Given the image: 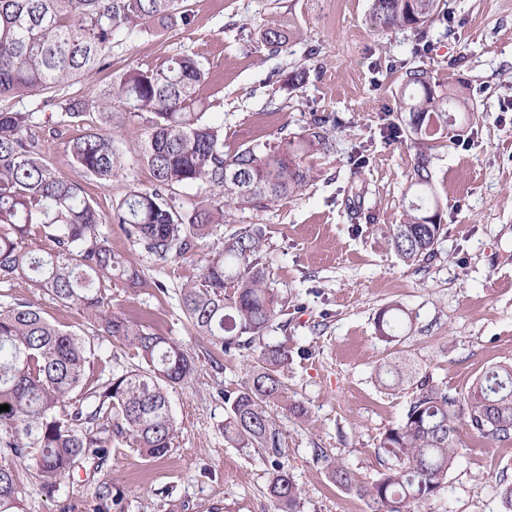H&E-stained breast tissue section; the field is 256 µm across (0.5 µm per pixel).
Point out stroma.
I'll return each mask as SVG.
<instances>
[{
	"mask_svg": "<svg viewBox=\"0 0 512 512\" xmlns=\"http://www.w3.org/2000/svg\"><path fill=\"white\" fill-rule=\"evenodd\" d=\"M448 3L447 20L430 31L425 60L436 84L463 89L470 110L433 153L445 229L435 257L424 263H405L388 242L390 226L401 221L415 151L408 140L390 142L379 133L400 94V68L414 58V39L404 30L374 29L371 0H186L189 27L114 44L111 69L57 88L62 100L88 97L127 65L197 55L210 68L201 94L224 118L226 150L274 141L284 128L300 131L315 112L339 124L332 131L335 153L314 159L316 177L301 195L232 211L229 223L199 240L195 255L159 261L113 229V252L144 276L134 288L113 280V312L176 340L195 362L193 380L169 392L179 434L158 459L113 437L97 477L74 471L53 494L25 477V512H94L101 481L123 492L125 512H273L267 487L278 464L301 489L298 512H373L369 498L330 481L326 461L342 463L363 485L388 466L377 451L380 438L401 419L416 386L383 388L379 365L409 357L418 376L463 396L486 369L512 362V0ZM269 28L289 36L279 53L261 43ZM298 67L309 69L308 83L277 88ZM100 126L93 107L82 122L62 128L46 110L37 113L34 134L49 164L68 173L73 139ZM356 144L365 147L360 203L373 215L370 223L349 219ZM151 181L149 169L132 162L109 185L87 181L86 191L108 214L129 187ZM243 224L263 232L269 283L283 303L266 340L291 350L284 381L289 399L306 410L300 419L274 412L283 448L276 463L224 438V394L240 387L259 347L224 352L206 342L186 320L178 295L202 259ZM17 298L60 328L83 336L98 330L40 288L0 285L1 304ZM391 304L409 319L388 343L375 322ZM460 439L447 484L419 512H501L499 487L512 483V441L483 439L465 427ZM320 448L325 457L317 456Z\"/></svg>",
	"mask_w": 512,
	"mask_h": 512,
	"instance_id": "35a3bbf8",
	"label": "stroma"
}]
</instances>
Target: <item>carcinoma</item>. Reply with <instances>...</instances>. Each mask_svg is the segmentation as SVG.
I'll return each instance as SVG.
<instances>
[{
  "instance_id": "1",
  "label": "carcinoma",
  "mask_w": 512,
  "mask_h": 512,
  "mask_svg": "<svg viewBox=\"0 0 512 512\" xmlns=\"http://www.w3.org/2000/svg\"><path fill=\"white\" fill-rule=\"evenodd\" d=\"M448 13L447 0H372L369 19L382 31L411 32L427 43L436 18ZM184 0H0V100L40 97L41 107L58 109L57 125L78 123L89 103L58 101L52 89L112 67V46L135 34L192 24ZM207 64L190 55L125 68L93 103L105 122L114 111L129 121L146 117L147 128L133 148L136 160L153 174L148 188H131L118 207L104 215L89 198L83 180L106 185L122 173L126 152L112 133L89 131L72 142V172L56 170L29 134L35 111L0 107V281H28L101 323L99 339L115 340L137 364L91 370V339L64 331L39 310L17 299L0 305V449L18 460L0 466V512H22L24 476L55 492L82 468L96 473L110 454L112 433L147 458L166 456L178 435L169 389L191 380L195 364L181 345L109 311L112 279L134 287L142 282L131 261L112 252L106 224L160 261L183 257L212 225L224 224L236 207L261 209L302 193L313 179V160L336 145L330 135L337 120L314 114L299 132L281 128L272 143L242 144L224 150V121L205 118L210 103L200 95ZM310 71L295 69L281 87L306 84ZM468 105L456 94L437 90L431 69L419 61L404 66L396 112L405 115L416 149L407 193L413 197L402 221L392 225L389 244L407 263L435 254L444 230L441 203L430 171L432 151L443 147L448 123ZM195 188L200 201L184 206L176 195ZM433 220H428V216ZM262 230L237 229L222 249L205 260L199 276L181 288L182 309L202 339L223 351L258 342V361L240 387L224 393V438L242 448L282 454L271 410L298 417L305 408L288 402L282 380L291 351L261 343L278 315L279 296L267 282L261 255ZM405 310L390 305L378 315L379 338L394 341ZM394 389L412 378L396 365L379 370ZM498 442L512 440V364L486 370L465 396L427 380L401 418L383 433L378 448L392 459L371 488L356 483L349 470L331 464L337 486L369 497L375 512H414L447 484L460 455L458 427ZM277 512H297L301 490L280 463L268 486ZM96 512H112L122 494L102 482Z\"/></svg>"
}]
</instances>
